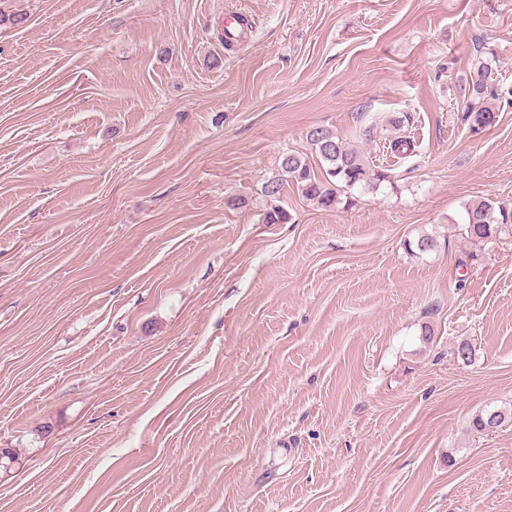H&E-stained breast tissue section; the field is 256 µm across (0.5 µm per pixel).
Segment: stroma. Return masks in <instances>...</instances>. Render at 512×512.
<instances>
[{"instance_id": "stroma-1", "label": "stroma", "mask_w": 512, "mask_h": 512, "mask_svg": "<svg viewBox=\"0 0 512 512\" xmlns=\"http://www.w3.org/2000/svg\"><path fill=\"white\" fill-rule=\"evenodd\" d=\"M489 52L511 88L512 0H0V512H512V423L469 427L512 407V236L456 231L512 202ZM315 127L391 183L267 197ZM492 74V67L487 62H479L469 71L467 76V92L470 100L467 112H464L463 120L470 123L473 132L479 133L482 129L491 126L496 118L493 110L487 107H478L485 97L495 96L494 91H489V79ZM459 235L472 244H483L502 233H512V203L480 200L464 206Z\"/></svg>"}]
</instances>
